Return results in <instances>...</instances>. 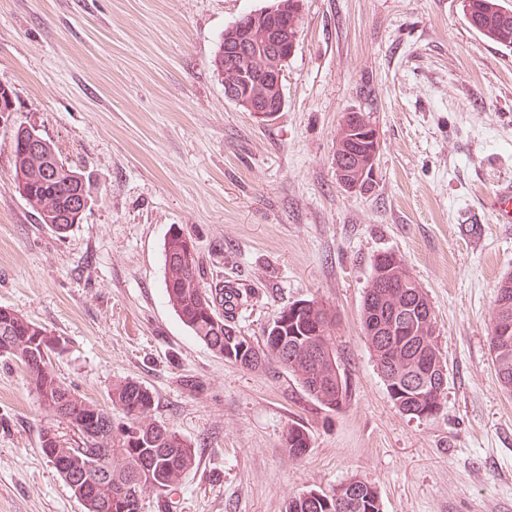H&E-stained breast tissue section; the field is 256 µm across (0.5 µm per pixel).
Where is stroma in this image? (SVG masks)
I'll return each instance as SVG.
<instances>
[{
    "label": "stroma",
    "mask_w": 512,
    "mask_h": 512,
    "mask_svg": "<svg viewBox=\"0 0 512 512\" xmlns=\"http://www.w3.org/2000/svg\"><path fill=\"white\" fill-rule=\"evenodd\" d=\"M268 0H0V307L67 339L53 357L76 394L108 405L115 382L155 396L154 415L193 446L172 500L145 512H284L290 497L352 477L382 512H512V397L491 360L497 287L512 274V223L489 202L512 182V49L477 34L461 0H301L285 106L258 122L224 96L221 33ZM380 134L374 182L336 181L344 113ZM35 128L89 173L80 224L39 223L11 181L8 128ZM198 244L205 284L242 293L258 340L283 306L337 314L349 396L331 411L292 377L216 356L164 292V243ZM401 255L427 292L447 364L441 409L390 400L360 311L377 253ZM53 420L0 356V512H84L43 456ZM310 436L289 455V426Z\"/></svg>",
    "instance_id": "obj_1"
}]
</instances>
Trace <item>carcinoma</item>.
Here are the masks:
<instances>
[{"instance_id":"carcinoma-1","label":"carcinoma","mask_w":512,"mask_h":512,"mask_svg":"<svg viewBox=\"0 0 512 512\" xmlns=\"http://www.w3.org/2000/svg\"><path fill=\"white\" fill-rule=\"evenodd\" d=\"M463 11L469 26L488 40L512 47V5L506 0H464ZM239 38L232 26L224 29L214 58L222 80H236V72L224 63V47ZM21 127L10 137L15 187L24 186L35 198L51 197L58 213L51 219L40 214V223L55 231L71 228L76 215L69 211L72 185L67 176L47 181L41 175L43 162L25 152ZM367 143L349 141L345 126L336 135L334 161L350 165L362 163L359 154ZM164 290L181 322L225 361L246 369L284 370L305 395L321 406L336 410V401L347 400L349 381L333 341L331 307L312 300V306L295 308L289 304L273 316L278 335H263L253 341L241 333L236 313L241 304L239 289L229 284L206 287L200 269L197 244L183 229L170 230L164 243ZM424 292L402 258L373 260V276L361 310V323L375 363L383 376L389 398L402 412L415 416L420 409L415 397L423 388L431 404L440 407L442 393L434 391L432 377L422 367V358L442 359L436 323L418 322L412 335L401 332L402 314ZM512 321V275L498 287L491 320L490 351L501 389L512 396V335L496 334L499 322ZM8 325L12 336L0 334V354L20 364L28 384L36 392L41 408L63 430L40 432V448L47 458L69 456L87 461L98 457L109 466L98 494L84 504L85 512H135L131 499L172 496L185 475L195 466L196 452L182 436L154 418L155 397L136 381H119L109 394L111 405L103 407L78 396L56 375L52 357L57 355L51 341L57 339L46 327L20 312L0 309V327ZM341 378H336V375ZM288 453L302 457L310 446L309 434L300 426L288 428ZM353 503L344 510L338 495ZM285 512H381L376 487L352 477L336 486L331 494L309 490L288 500Z\"/></svg>"}]
</instances>
